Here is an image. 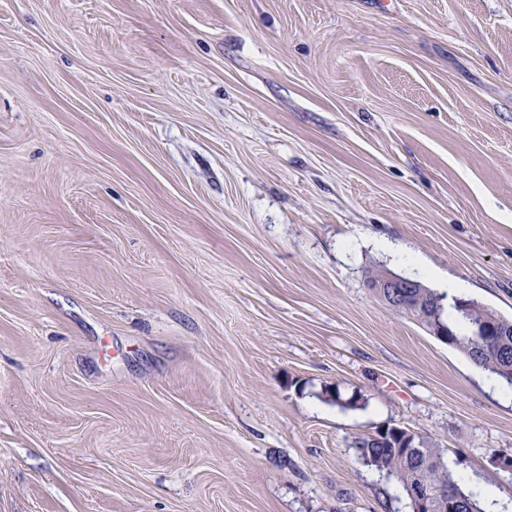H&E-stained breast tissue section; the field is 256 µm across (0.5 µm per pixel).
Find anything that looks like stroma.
Here are the masks:
<instances>
[{
  "label": "stroma",
  "instance_id": "obj_1",
  "mask_svg": "<svg viewBox=\"0 0 512 512\" xmlns=\"http://www.w3.org/2000/svg\"><path fill=\"white\" fill-rule=\"evenodd\" d=\"M390 2L0 0V512H409L388 424L512 512V388L368 285L512 318V0ZM374 288H381V293L386 296L387 306L394 310L403 311L408 307L405 300L411 296L412 288H415L416 293L421 294L426 302H431L435 295L438 296L441 303L444 300L443 296L438 295L430 288L422 287L419 282L392 273H387L386 278Z\"/></svg>",
  "mask_w": 512,
  "mask_h": 512
}]
</instances>
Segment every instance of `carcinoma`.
<instances>
[{"label":"carcinoma","instance_id":"cac0c4a2","mask_svg":"<svg viewBox=\"0 0 512 512\" xmlns=\"http://www.w3.org/2000/svg\"><path fill=\"white\" fill-rule=\"evenodd\" d=\"M453 309V318L440 310V322L448 331V345L512 387V322L506 324L505 336H475L476 325L498 327L502 317L471 299H455ZM352 448L366 466L394 479L407 496L412 488L425 484L444 499L455 502L456 512H485L479 493L459 475L464 461L457 457L445 464V450L430 446L420 435L413 433L405 440L370 434L355 439Z\"/></svg>","mask_w":512,"mask_h":512}]
</instances>
